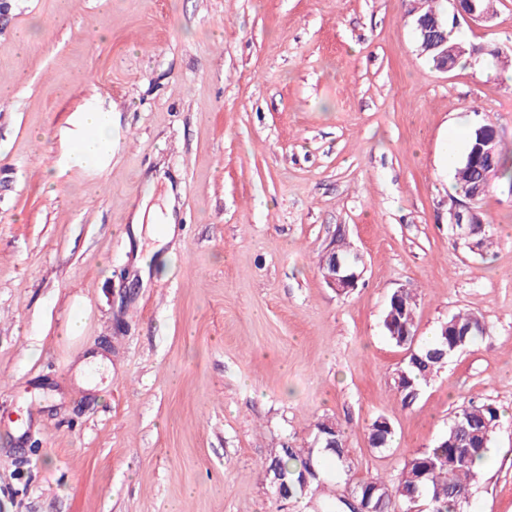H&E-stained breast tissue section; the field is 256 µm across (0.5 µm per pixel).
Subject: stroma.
<instances>
[{
    "label": "stroma",
    "mask_w": 512,
    "mask_h": 512,
    "mask_svg": "<svg viewBox=\"0 0 512 512\" xmlns=\"http://www.w3.org/2000/svg\"><path fill=\"white\" fill-rule=\"evenodd\" d=\"M0 21V512H348L398 476L468 399L501 417L468 512H512V193L480 206L470 252L448 222L482 120L512 149V70L441 72L407 0H11ZM458 38L512 45V0ZM29 38L25 54L13 49ZM112 153L69 168L79 107ZM164 171L171 241L134 268L127 216ZM363 262L338 294L318 263ZM417 295V336L467 309L487 331L411 402L383 319ZM81 330L69 331L72 321ZM386 416L391 443L368 428ZM345 431L329 495L275 500L271 449ZM325 424L328 427L327 434L335 435L336 448H317V453H319L320 450V452H324V455L332 457L334 462L343 470L346 468L349 469V463L347 462V456L344 448L345 431L333 420H326Z\"/></svg>",
    "instance_id": "35a3bbf8"
}]
</instances>
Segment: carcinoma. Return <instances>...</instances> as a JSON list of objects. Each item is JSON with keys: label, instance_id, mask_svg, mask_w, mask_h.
<instances>
[{"label": "carcinoma", "instance_id": "cac0c4a2", "mask_svg": "<svg viewBox=\"0 0 512 512\" xmlns=\"http://www.w3.org/2000/svg\"><path fill=\"white\" fill-rule=\"evenodd\" d=\"M417 5L419 17L431 18L437 15L442 18L445 15L440 0H417ZM492 147L498 166L495 182L512 191V150H506L500 139ZM474 175L475 172L466 165V159H461L456 168L458 193L465 194V188ZM416 308V297L409 288L398 289L389 297L383 327L386 336L398 347L405 343L404 333L416 332ZM468 328L471 329L466 340L468 346L486 333V324L482 318L467 310H460L440 323L431 343L416 349L417 354L424 358L422 363H413L411 356L405 359L394 378V388L402 401H409L413 389L437 374L452 357L448 350L453 335ZM499 418L500 411L495 404L469 400L459 409L448 430L433 448L411 456L397 481L388 482L377 476L355 483L352 492L357 502L374 512H384L393 501L408 508L411 499L420 497L424 504L432 506L436 512H464L472 485L478 478L475 461L489 452ZM392 436L393 433L383 427L381 417L373 419L369 439L374 447L388 446ZM344 442L345 431L338 425L336 447H327L324 437L320 438L318 446L338 466L346 469L349 463ZM317 459L313 447L274 449L265 462V471L278 477V484L272 486L273 494H278L280 487L287 491L290 499L304 496V486L309 493L325 491L320 477L312 473L317 468Z\"/></svg>", "mask_w": 512, "mask_h": 512}]
</instances>
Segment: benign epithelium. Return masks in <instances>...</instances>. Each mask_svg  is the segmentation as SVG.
<instances>
[{"label":"benign epithelium","mask_w":512,"mask_h":512,"mask_svg":"<svg viewBox=\"0 0 512 512\" xmlns=\"http://www.w3.org/2000/svg\"><path fill=\"white\" fill-rule=\"evenodd\" d=\"M449 3L458 20L466 23H488L493 20V15L478 9L476 0H449ZM416 23L425 32V38L418 48L419 54L423 56L429 52L436 53L440 63L439 70L442 72L451 70L456 63V56L464 53L472 58L489 54L504 67L512 65V52L501 47L489 49L481 44H471L467 47L462 44L448 46V36L443 30V22L436 18L428 21L418 19ZM493 158L491 142L483 140L474 146L467 157V162L475 163L477 175L470 183L465 200H453L448 208V224L451 225L455 235L465 241L466 246L473 252L478 251L473 237L480 234L486 224L478 203L492 185L495 174ZM319 272L324 282L340 294L355 288L361 278V274L354 269L353 263L338 255L336 247L320 258Z\"/></svg>","instance_id":"benign-epithelium-1"}]
</instances>
